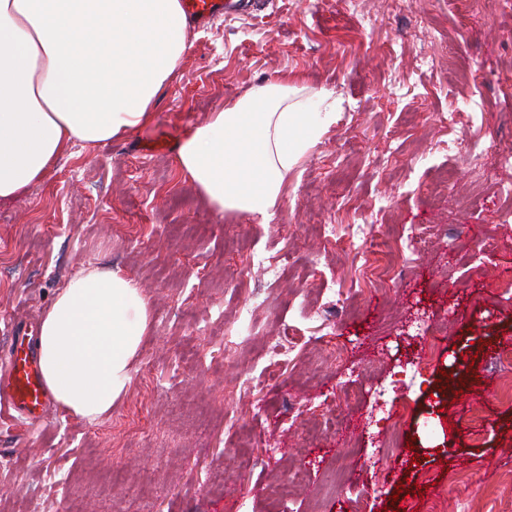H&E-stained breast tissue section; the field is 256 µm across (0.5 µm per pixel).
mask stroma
Instances as JSON below:
<instances>
[{
    "label": "stroma",
    "mask_w": 512,
    "mask_h": 512,
    "mask_svg": "<svg viewBox=\"0 0 512 512\" xmlns=\"http://www.w3.org/2000/svg\"><path fill=\"white\" fill-rule=\"evenodd\" d=\"M461 5L268 0L192 27L149 127L75 145L0 206V365L13 319L41 320L87 267L134 278L152 320L109 417L0 418V512H353L359 494L367 512H512V403L499 396L512 384V0ZM292 72L329 91L332 116L270 223L217 212L174 152H141ZM384 232L424 247L372 255ZM485 239L494 249L470 260ZM375 261L395 283L370 284ZM284 329L288 353L269 367ZM428 350L431 368L392 390ZM391 398L403 444L379 461ZM340 407L356 426L347 447L332 433ZM291 471L304 488L277 499ZM407 480L422 493L395 498Z\"/></svg>",
    "instance_id": "1"
}]
</instances>
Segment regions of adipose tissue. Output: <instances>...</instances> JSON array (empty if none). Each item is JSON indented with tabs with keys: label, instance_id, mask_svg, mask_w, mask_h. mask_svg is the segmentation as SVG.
Wrapping results in <instances>:
<instances>
[{
	"label": "adipose tissue",
	"instance_id": "ef3b65f1",
	"mask_svg": "<svg viewBox=\"0 0 512 512\" xmlns=\"http://www.w3.org/2000/svg\"><path fill=\"white\" fill-rule=\"evenodd\" d=\"M189 39L181 0H0V205L28 196L75 144L152 123ZM302 91L285 79L252 87L186 133L178 169L217 212L269 223L289 170L328 121L325 92ZM150 325L127 274L74 275L46 309L38 340L59 408L90 423L110 414Z\"/></svg>",
	"mask_w": 512,
	"mask_h": 512
}]
</instances>
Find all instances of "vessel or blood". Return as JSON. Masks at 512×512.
<instances>
[{
  "mask_svg": "<svg viewBox=\"0 0 512 512\" xmlns=\"http://www.w3.org/2000/svg\"><path fill=\"white\" fill-rule=\"evenodd\" d=\"M227 0H181L186 18L205 24L225 16ZM9 363L0 375V402L30 419L42 418L51 402L38 361L35 339L26 323L13 325L8 344Z\"/></svg>",
  "mask_w": 512,
  "mask_h": 512,
  "instance_id": "1",
  "label": "vessel or blood"
}]
</instances>
